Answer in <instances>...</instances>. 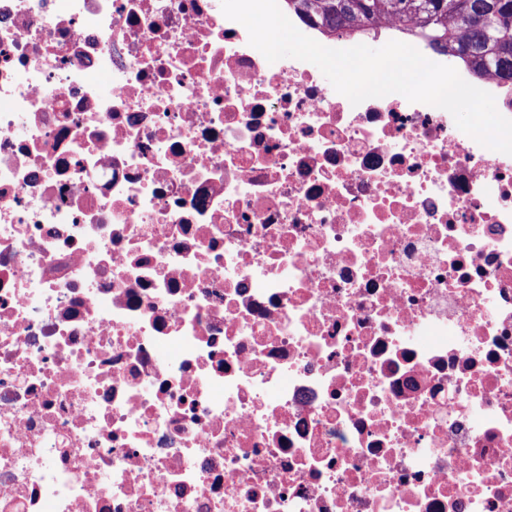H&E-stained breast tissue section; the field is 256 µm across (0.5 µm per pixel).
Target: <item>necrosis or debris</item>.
<instances>
[{"label":"necrosis or debris","instance_id":"1","mask_svg":"<svg viewBox=\"0 0 512 512\" xmlns=\"http://www.w3.org/2000/svg\"><path fill=\"white\" fill-rule=\"evenodd\" d=\"M0 512H512V155L221 0H0Z\"/></svg>","mask_w":512,"mask_h":512}]
</instances>
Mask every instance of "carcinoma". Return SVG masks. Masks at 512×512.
I'll return each instance as SVG.
<instances>
[{"label":"carcinoma","instance_id":"obj_1","mask_svg":"<svg viewBox=\"0 0 512 512\" xmlns=\"http://www.w3.org/2000/svg\"><path fill=\"white\" fill-rule=\"evenodd\" d=\"M288 11L350 37L376 39L395 19L404 32L448 58L466 63L478 80L512 82V0H286Z\"/></svg>","mask_w":512,"mask_h":512}]
</instances>
